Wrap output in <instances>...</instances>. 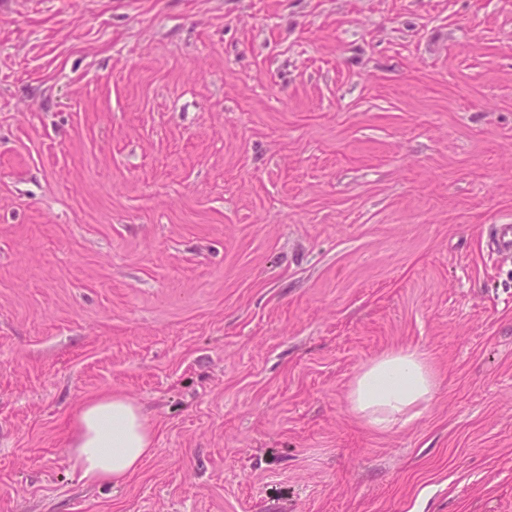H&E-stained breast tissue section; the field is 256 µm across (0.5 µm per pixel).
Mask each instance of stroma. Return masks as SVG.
Masks as SVG:
<instances>
[{
    "instance_id": "1",
    "label": "stroma",
    "mask_w": 512,
    "mask_h": 512,
    "mask_svg": "<svg viewBox=\"0 0 512 512\" xmlns=\"http://www.w3.org/2000/svg\"><path fill=\"white\" fill-rule=\"evenodd\" d=\"M498 224L512 0H0V512H512ZM111 393L155 451L88 486ZM438 381L426 356L415 350L383 354L362 367L349 393L352 410L373 428L391 430L416 415L427 403ZM154 432L143 408L123 395L83 402L71 419L68 461L79 479L117 485L152 456Z\"/></svg>"
}]
</instances>
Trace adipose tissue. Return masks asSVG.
I'll return each instance as SVG.
<instances>
[{"instance_id":"obj_1","label":"adipose tissue","mask_w":512,"mask_h":512,"mask_svg":"<svg viewBox=\"0 0 512 512\" xmlns=\"http://www.w3.org/2000/svg\"><path fill=\"white\" fill-rule=\"evenodd\" d=\"M438 387L426 356L415 350L383 354L362 367L349 393L352 410L373 428L412 420ZM154 432L142 407L122 395L83 402L71 419L68 461L80 480L116 485L152 456Z\"/></svg>"}]
</instances>
